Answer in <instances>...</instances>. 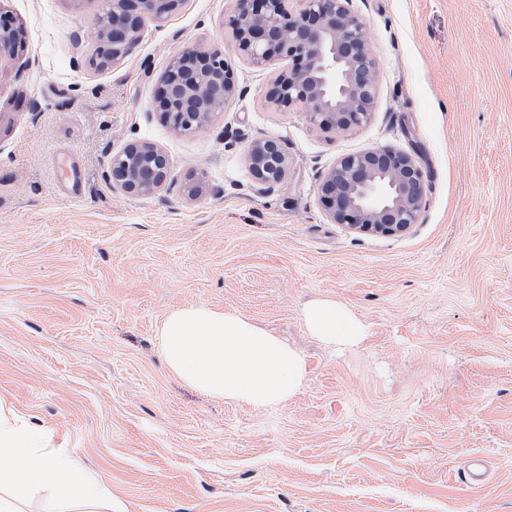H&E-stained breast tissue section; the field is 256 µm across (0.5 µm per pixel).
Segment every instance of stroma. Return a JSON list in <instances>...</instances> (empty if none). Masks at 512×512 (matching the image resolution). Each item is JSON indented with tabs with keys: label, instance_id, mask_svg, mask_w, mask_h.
<instances>
[{
	"label": "stroma",
	"instance_id": "1",
	"mask_svg": "<svg viewBox=\"0 0 512 512\" xmlns=\"http://www.w3.org/2000/svg\"><path fill=\"white\" fill-rule=\"evenodd\" d=\"M347 6L376 97L367 122L334 133L264 104L288 62L238 53L234 0H182L104 66L90 60L100 0H0L24 36L0 53V406L77 453L112 512H512V0ZM194 44L223 48L240 92L176 134L155 96ZM263 138L289 158L268 195L248 165ZM129 140L167 155V187L108 183ZM382 147L425 176L400 237L352 232L319 200L339 158ZM319 300L352 313L362 341L313 336ZM190 305L298 351L300 390L253 407L185 383L158 333ZM476 455L486 478L471 489Z\"/></svg>",
	"mask_w": 512,
	"mask_h": 512
}]
</instances>
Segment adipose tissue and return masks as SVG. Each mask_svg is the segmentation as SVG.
<instances>
[{
	"label": "adipose tissue",
	"mask_w": 512,
	"mask_h": 512,
	"mask_svg": "<svg viewBox=\"0 0 512 512\" xmlns=\"http://www.w3.org/2000/svg\"><path fill=\"white\" fill-rule=\"evenodd\" d=\"M315 336L352 345L363 337L358 319L333 301L313 303L306 313ZM45 492L66 512H104L108 494L75 454L55 448L51 436L23 418L0 410V512H21L23 494Z\"/></svg>",
	"instance_id": "ef3b65f1"
}]
</instances>
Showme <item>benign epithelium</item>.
Returning a JSON list of instances; mask_svg holds the SVG:
<instances>
[{
	"instance_id": "1",
	"label": "benign epithelium",
	"mask_w": 512,
	"mask_h": 512,
	"mask_svg": "<svg viewBox=\"0 0 512 512\" xmlns=\"http://www.w3.org/2000/svg\"><path fill=\"white\" fill-rule=\"evenodd\" d=\"M182 0H107L109 20L97 35V56L114 62L139 41L144 20L173 13ZM235 0L230 19L238 51L260 67L274 57L291 65L270 80L262 98L280 112L301 109L323 130L350 131L365 123L376 95V61L366 23L345 0ZM17 33L0 14V50L15 48ZM238 92L233 69L218 48L189 46L171 56L161 77L157 106L183 133L210 122L218 99ZM249 167L259 193L280 187L288 154L271 138L254 141ZM106 178L129 196H148L168 182L169 162L156 145L126 142L112 154ZM319 194L336 224L366 234L402 236L418 223L424 203L422 169L409 153L379 148L340 158L322 177Z\"/></svg>"
}]
</instances>
